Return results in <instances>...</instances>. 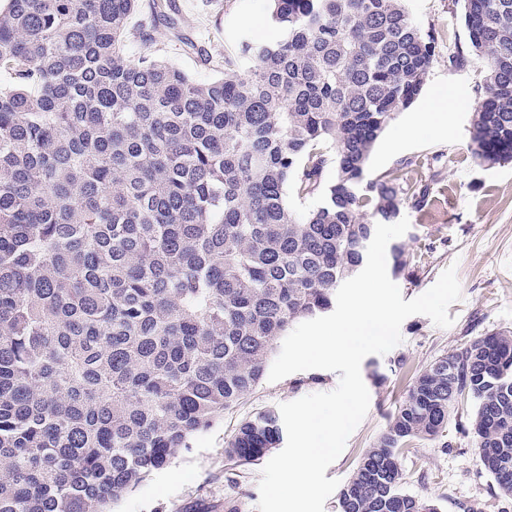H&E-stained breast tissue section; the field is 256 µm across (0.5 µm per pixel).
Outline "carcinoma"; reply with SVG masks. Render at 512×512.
<instances>
[{
  "label": "carcinoma",
  "mask_w": 512,
  "mask_h": 512,
  "mask_svg": "<svg viewBox=\"0 0 512 512\" xmlns=\"http://www.w3.org/2000/svg\"><path fill=\"white\" fill-rule=\"evenodd\" d=\"M484 59L482 164L512 162V0H462ZM138 0L0 10V512H109L260 383L290 326L326 313L403 204L375 142L421 93L435 42L408 0H272V42L240 38L198 82L149 45ZM335 151L336 180L321 185ZM320 203L299 216L288 192ZM392 274L410 254L388 252ZM468 432L512 499V331L419 373L339 492V512H439L400 459ZM283 440L275 411L224 446L238 467Z\"/></svg>",
  "instance_id": "carcinoma-1"
}]
</instances>
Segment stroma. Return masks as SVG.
I'll return each mask as SVG.
<instances>
[{
	"instance_id": "stroma-1",
	"label": "stroma",
	"mask_w": 512,
	"mask_h": 512,
	"mask_svg": "<svg viewBox=\"0 0 512 512\" xmlns=\"http://www.w3.org/2000/svg\"><path fill=\"white\" fill-rule=\"evenodd\" d=\"M150 0H140L130 29L155 43L159 56L199 82L222 75L225 56L235 54L240 37L275 40L270 0H162L164 18L154 17ZM422 33L433 36L435 58L422 93L414 104L396 114L378 139L366 167L374 179L403 164L417 169L428 185L424 204L405 200L401 214L410 221L401 243L414 257L409 274L396 277L404 299L427 291L449 266H456L462 297L448 314L454 323L436 327L423 315L404 320L399 345L383 355L364 358L361 375L370 394L369 410L348 438L342 454L326 470V478L346 482L363 452L384 431L389 416L402 401L411 378L434 360L462 347L474 337L512 330V163L487 167L471 153L470 120L482 97L485 63L470 57L459 68L448 65V52L467 45L462 7L456 0H408ZM196 51H188L187 43ZM446 93L452 107L441 127L413 132L418 113ZM336 372L312 369L256 389L209 429L196 433L162 469L112 506V512H224L232 502L241 512H258L262 464L242 468L236 482L225 473L231 464L224 444L237 426L256 412L305 395L334 390ZM474 411L466 402L458 421L450 425V449L421 443L402 457L405 490L434 500L441 512H512V500L500 501L494 480L475 455L465 433Z\"/></svg>"
}]
</instances>
